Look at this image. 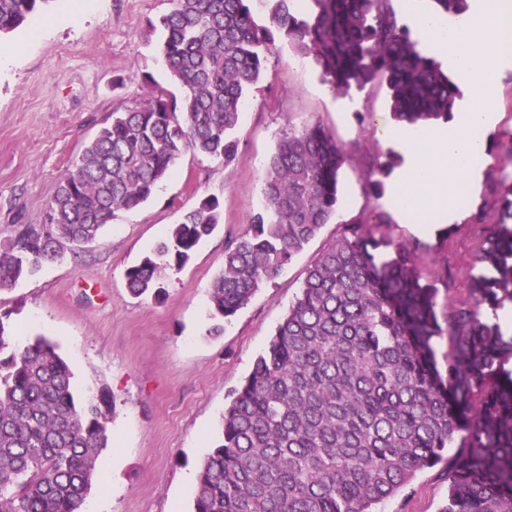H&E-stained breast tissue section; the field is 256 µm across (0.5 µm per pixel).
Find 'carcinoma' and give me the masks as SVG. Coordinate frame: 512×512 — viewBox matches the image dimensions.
<instances>
[{"instance_id":"cac0c4a2","label":"carcinoma","mask_w":512,"mask_h":512,"mask_svg":"<svg viewBox=\"0 0 512 512\" xmlns=\"http://www.w3.org/2000/svg\"><path fill=\"white\" fill-rule=\"evenodd\" d=\"M52 0H0V38ZM250 0H170L159 19L161 54L183 89L156 87L112 114L66 169L46 222L0 243V291L94 242L119 211L145 203L183 153L231 162L246 94L280 38L312 59L322 80L347 93L379 82L400 126L448 122L459 85L398 24L391 0L273 2L267 23ZM459 17L468 0H431ZM348 150L315 121L288 129L263 177L262 203L224 250L210 293L228 319L274 279L336 214ZM397 164L387 154L365 192L385 193ZM207 197L165 241L127 271L132 294L162 292L161 272L182 267L220 223ZM375 210L343 226L309 266L300 295L224 408L221 442L199 464L193 512H382L421 471L445 466L438 512H512V186L477 259L469 302L439 320L438 289L413 251L372 225ZM448 337L438 363L435 341ZM108 400H80L49 340L16 343L0 313V512H74L108 444ZM455 449L448 456V449Z\"/></svg>"}]
</instances>
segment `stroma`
<instances>
[{"instance_id": "1", "label": "stroma", "mask_w": 512, "mask_h": 512, "mask_svg": "<svg viewBox=\"0 0 512 512\" xmlns=\"http://www.w3.org/2000/svg\"><path fill=\"white\" fill-rule=\"evenodd\" d=\"M169 8V0H94L89 9L83 0H53L0 39V52L11 57L0 70V241L16 225L43 223L62 174L113 113L134 107L153 85L169 86L162 35L150 27ZM75 13L76 25L69 20ZM494 81L475 189L452 220L436 209L398 206L399 167L382 198L365 193L368 171L399 150L385 134L392 124L386 87L335 93L311 59L280 42L247 96L233 162L185 154L152 197L119 212L98 241L67 246L61 260L0 291V311L9 313L17 342L50 338L72 370L76 395L110 401V439L87 502L106 512H192L198 464L222 439L232 393L299 295L307 267L352 219L376 207L388 213L385 232L414 250L439 290L438 314L467 301L475 258L512 184V68ZM313 121L351 154L337 213L225 321L223 335H209L210 289L224 267L225 245L259 208L279 138ZM209 196L221 204L216 230L186 265L163 272L159 296L131 295L127 269L153 251L182 211ZM447 486L439 469L422 471L384 512H437Z\"/></svg>"}]
</instances>
